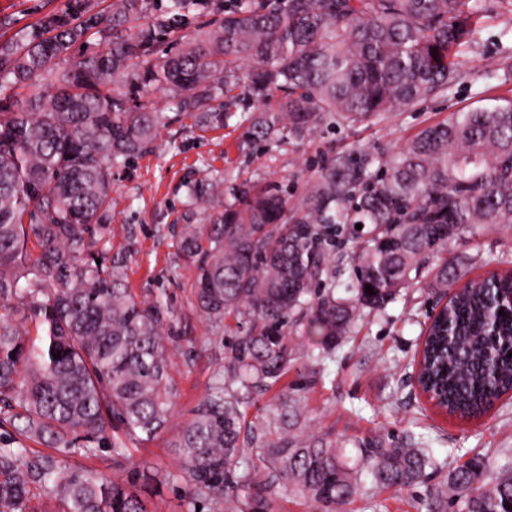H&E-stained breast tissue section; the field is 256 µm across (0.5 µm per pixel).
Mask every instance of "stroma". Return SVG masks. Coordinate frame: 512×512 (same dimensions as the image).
<instances>
[{
	"instance_id": "stroma-1",
	"label": "stroma",
	"mask_w": 512,
	"mask_h": 512,
	"mask_svg": "<svg viewBox=\"0 0 512 512\" xmlns=\"http://www.w3.org/2000/svg\"><path fill=\"white\" fill-rule=\"evenodd\" d=\"M65 3L0 0V17H9L16 32ZM481 5L477 38L462 53L459 82L428 101L354 127H324L273 145L254 140L249 122L239 115L229 127L204 133L186 120L162 130L152 152L114 168L110 254L122 260L126 284L138 298L158 296L167 305L171 373L178 388L168 429L133 451L124 467L143 473L138 489L149 512H188L183 488L167 483L163 474L179 464L182 429L224 368V332L199 310L194 264L178 249L186 183L218 177L258 186L288 182L294 186L289 202L294 208L334 155L365 149L384 157L453 113L512 99V75L495 72L498 62H512V6L505 0H481ZM450 249L474 277L512 269V224L474 226ZM428 281V274H421L419 283L384 312L359 321L316 382L308 380L307 363L293 369L287 381L300 387L318 429L349 444L377 439L402 448L415 444L440 461L479 455L497 470L512 460V393L483 415L464 419L440 412L415 385L421 332L433 303L444 296ZM420 496L417 489L387 490L354 501L345 512H424Z\"/></svg>"
}]
</instances>
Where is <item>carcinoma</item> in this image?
Returning <instances> with one entry per match:
<instances>
[{
    "label": "carcinoma",
    "mask_w": 512,
    "mask_h": 512,
    "mask_svg": "<svg viewBox=\"0 0 512 512\" xmlns=\"http://www.w3.org/2000/svg\"><path fill=\"white\" fill-rule=\"evenodd\" d=\"M477 18L475 0H112L107 11L66 0L0 41V422L16 433L0 441V512H35V490L60 512H149L137 473L117 481L69 462L107 448L122 467L130 447L167 428L177 394L162 301L136 297L106 258L112 169L184 119L223 128L239 87L267 104L252 120L260 142L426 101L461 76L456 54L475 41ZM156 93L167 110L150 103ZM373 162L362 151L332 159L289 220L286 186L240 184L226 198L222 178L187 185L178 248L195 264L201 312L224 327V374L166 473L193 512H272L279 488L314 512H342L397 487L424 488L426 512H512V465L489 476L479 456L439 463L381 443L352 459L285 388L248 421L258 394L303 358L320 365L427 262L432 287L458 285L453 239L512 224V101L421 129L375 183ZM206 211L204 234L194 221ZM344 241L342 296L332 282ZM511 294L509 276L473 280L429 324L422 382L448 414L479 416L512 391ZM16 299L43 326L38 339L4 315ZM302 321L320 337L316 354L290 336Z\"/></svg>",
    "instance_id": "cac0c4a2"
}]
</instances>
